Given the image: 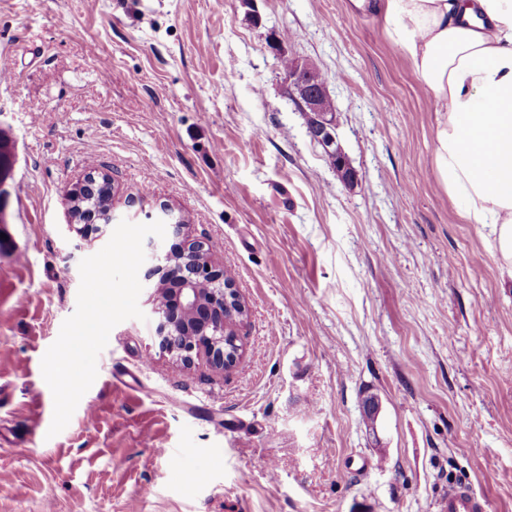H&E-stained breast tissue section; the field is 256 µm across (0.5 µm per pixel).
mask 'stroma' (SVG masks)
<instances>
[{
  "instance_id": "1",
  "label": "stroma",
  "mask_w": 512,
  "mask_h": 512,
  "mask_svg": "<svg viewBox=\"0 0 512 512\" xmlns=\"http://www.w3.org/2000/svg\"><path fill=\"white\" fill-rule=\"evenodd\" d=\"M283 54L321 73L353 184ZM1 67L0 512H440L454 484L512 512V280L439 188L432 103L370 12L0 0ZM92 167L118 219L181 210L249 316L234 368H187L141 292L52 437L41 360L113 232L70 226Z\"/></svg>"
}]
</instances>
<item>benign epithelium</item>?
Segmentation results:
<instances>
[{"mask_svg": "<svg viewBox=\"0 0 512 512\" xmlns=\"http://www.w3.org/2000/svg\"><path fill=\"white\" fill-rule=\"evenodd\" d=\"M314 70L305 60H293L285 72L288 93L300 111L316 114L308 133L326 154L336 157L338 173L349 184L354 181L355 172L338 142L336 115L324 106L329 98L326 87L309 80ZM112 200L110 176L97 170L89 172L68 192L73 229L84 234L96 224L112 223ZM157 219L167 224L171 235L184 236L186 220L181 213L163 206ZM149 248L152 265L146 269L144 280L153 293L164 297V303L154 307L160 346L187 365L193 362V356L202 354L216 370L235 366L239 353L229 354L224 340L235 335V326L246 319L247 310L243 306L238 313L233 308V301L239 300L233 282L227 280L224 270L212 265L200 241L189 240L178 251H166L152 243ZM202 282L210 288H198Z\"/></svg>", "mask_w": 512, "mask_h": 512, "instance_id": "7a95c632", "label": "benign epithelium"}]
</instances>
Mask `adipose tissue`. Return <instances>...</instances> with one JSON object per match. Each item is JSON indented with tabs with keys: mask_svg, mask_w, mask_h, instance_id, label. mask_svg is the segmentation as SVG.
I'll list each match as a JSON object with an SVG mask.
<instances>
[{
	"mask_svg": "<svg viewBox=\"0 0 512 512\" xmlns=\"http://www.w3.org/2000/svg\"><path fill=\"white\" fill-rule=\"evenodd\" d=\"M432 102L439 187L512 276V0H376Z\"/></svg>",
	"mask_w": 512,
	"mask_h": 512,
	"instance_id": "ef3b65f1",
	"label": "adipose tissue"
}]
</instances>
